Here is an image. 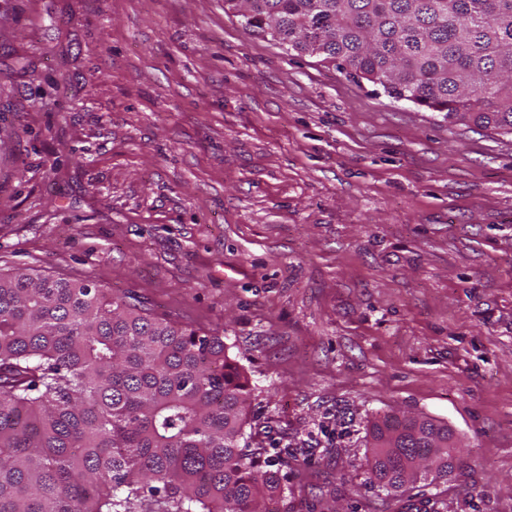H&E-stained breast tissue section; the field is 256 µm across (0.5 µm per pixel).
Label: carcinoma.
<instances>
[{"mask_svg":"<svg viewBox=\"0 0 512 512\" xmlns=\"http://www.w3.org/2000/svg\"><path fill=\"white\" fill-rule=\"evenodd\" d=\"M321 14L312 15L313 3ZM241 25L450 124L512 134V0H224ZM251 385L217 333L95 283L0 274V512H294L250 449ZM364 484L435 512L448 426L366 421Z\"/></svg>","mask_w":512,"mask_h":512,"instance_id":"1","label":"carcinoma"}]
</instances>
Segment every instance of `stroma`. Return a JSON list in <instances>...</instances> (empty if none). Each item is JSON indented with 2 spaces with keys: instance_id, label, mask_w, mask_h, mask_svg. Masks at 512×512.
Here are the masks:
<instances>
[{
  "instance_id": "obj_1",
  "label": "stroma",
  "mask_w": 512,
  "mask_h": 512,
  "mask_svg": "<svg viewBox=\"0 0 512 512\" xmlns=\"http://www.w3.org/2000/svg\"><path fill=\"white\" fill-rule=\"evenodd\" d=\"M0 270L219 331L294 512H401L325 414L447 423L438 512H512V135L241 27L224 0H0Z\"/></svg>"
}]
</instances>
